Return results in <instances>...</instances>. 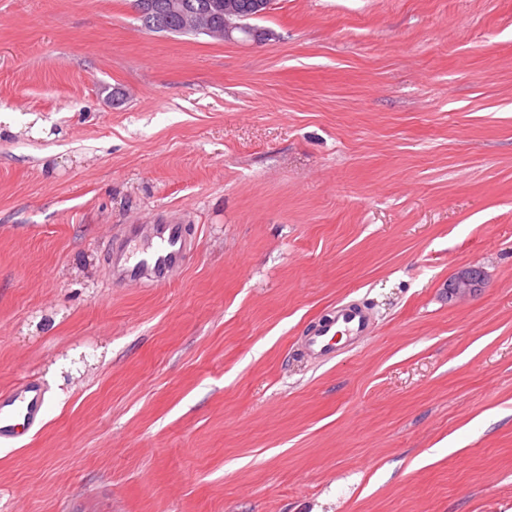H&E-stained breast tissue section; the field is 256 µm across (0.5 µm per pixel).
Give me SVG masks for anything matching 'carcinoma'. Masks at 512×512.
<instances>
[{
    "label": "carcinoma",
    "mask_w": 512,
    "mask_h": 512,
    "mask_svg": "<svg viewBox=\"0 0 512 512\" xmlns=\"http://www.w3.org/2000/svg\"><path fill=\"white\" fill-rule=\"evenodd\" d=\"M159 25H144L152 32L181 34V19L184 15L208 17L216 23L233 17L241 22L262 16L269 9L271 0H154Z\"/></svg>",
    "instance_id": "carcinoma-1"
}]
</instances>
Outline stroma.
Returning a JSON list of instances; mask_svg holds the SVG:
<instances>
[{
  "label": "stroma",
  "mask_w": 512,
  "mask_h": 512,
  "mask_svg": "<svg viewBox=\"0 0 512 512\" xmlns=\"http://www.w3.org/2000/svg\"><path fill=\"white\" fill-rule=\"evenodd\" d=\"M254 25L0 0V390L47 391L0 512H512V0ZM158 222L187 269L107 287L112 232ZM347 301L377 329L315 362ZM485 286V275L480 267L469 266L460 269L448 282L450 298H468L477 295Z\"/></svg>",
  "instance_id": "stroma-1"
}]
</instances>
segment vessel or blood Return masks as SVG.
Masks as SVG:
<instances>
[{
	"instance_id": "1",
	"label": "vessel or blood",
	"mask_w": 512,
	"mask_h": 512,
	"mask_svg": "<svg viewBox=\"0 0 512 512\" xmlns=\"http://www.w3.org/2000/svg\"><path fill=\"white\" fill-rule=\"evenodd\" d=\"M193 233L184 224H125L105 250L111 287H163L170 284L191 258ZM375 321L368 307L340 303L305 336L303 348L329 362L341 349L342 338L370 335ZM46 390L31 379L0 393V446L17 444L42 422Z\"/></svg>"
}]
</instances>
